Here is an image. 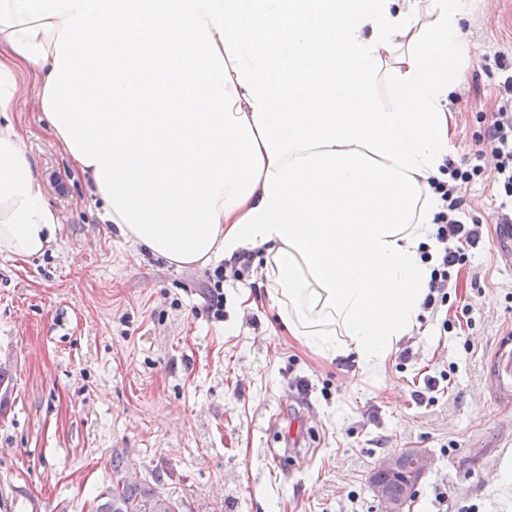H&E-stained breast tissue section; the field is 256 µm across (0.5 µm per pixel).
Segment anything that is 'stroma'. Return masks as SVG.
I'll return each instance as SVG.
<instances>
[{
	"label": "stroma",
	"instance_id": "35a3bbf8",
	"mask_svg": "<svg viewBox=\"0 0 512 512\" xmlns=\"http://www.w3.org/2000/svg\"><path fill=\"white\" fill-rule=\"evenodd\" d=\"M472 52L448 97L453 161L474 159L512 60V0H470ZM17 119L63 220L43 256L0 254V512H94L113 453L181 512H377L368 477L405 448L432 461L407 512H512V396L496 387L512 324V263L485 233L446 303L420 318L381 375L288 336L266 299L263 250L223 283L102 223L80 170L40 122L20 76ZM492 173L463 221L493 224Z\"/></svg>",
	"mask_w": 512,
	"mask_h": 512
}]
</instances>
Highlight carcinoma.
Returning <instances> with one entry per match:
<instances>
[{
	"label": "carcinoma",
	"instance_id": "obj_1",
	"mask_svg": "<svg viewBox=\"0 0 512 512\" xmlns=\"http://www.w3.org/2000/svg\"><path fill=\"white\" fill-rule=\"evenodd\" d=\"M112 485L102 494L95 512H179L175 500L164 492L141 488L128 479L131 461L122 454L112 456Z\"/></svg>",
	"mask_w": 512,
	"mask_h": 512
}]
</instances>
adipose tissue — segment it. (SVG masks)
I'll return each mask as SVG.
<instances>
[{"instance_id":"obj_1","label":"adipose tissue","mask_w":512,"mask_h":512,"mask_svg":"<svg viewBox=\"0 0 512 512\" xmlns=\"http://www.w3.org/2000/svg\"><path fill=\"white\" fill-rule=\"evenodd\" d=\"M467 0H0V254L62 218L18 77L103 221L179 267L266 252L290 336L381 372L420 325Z\"/></svg>"}]
</instances>
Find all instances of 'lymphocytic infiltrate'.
I'll return each mask as SVG.
<instances>
[{"mask_svg": "<svg viewBox=\"0 0 512 512\" xmlns=\"http://www.w3.org/2000/svg\"><path fill=\"white\" fill-rule=\"evenodd\" d=\"M483 141L485 148L478 151L477 162L449 163V181L430 184L441 200V209L434 217L436 249L421 254L422 259L434 262L429 283L431 294L424 302L425 308H432L436 293L449 288L453 274L469 262L471 251L480 238V224H467L458 217L464 204L463 187L490 169L500 189L512 198V73L504 78Z\"/></svg>", "mask_w": 512, "mask_h": 512, "instance_id": "1", "label": "lymphocytic infiltrate"}]
</instances>
